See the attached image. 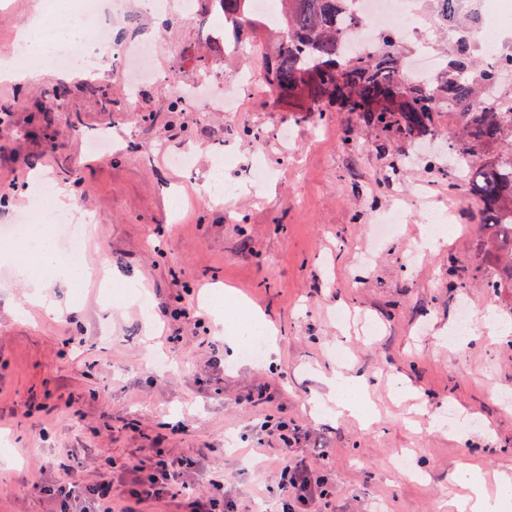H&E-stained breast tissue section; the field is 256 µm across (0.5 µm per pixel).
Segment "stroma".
<instances>
[{
  "instance_id": "stroma-1",
  "label": "stroma",
  "mask_w": 512,
  "mask_h": 512,
  "mask_svg": "<svg viewBox=\"0 0 512 512\" xmlns=\"http://www.w3.org/2000/svg\"><path fill=\"white\" fill-rule=\"evenodd\" d=\"M416 3L434 27L406 31L396 50L406 62L429 49L443 66L493 9L459 0L450 20L438 0ZM40 6L0 0V53L22 57L18 33ZM151 22L127 0L123 31L207 52L208 39L177 16ZM270 38L254 28L244 53L225 58V74L244 67L258 80L230 113L202 97L172 111L157 90L132 94L109 66L95 94L87 76L65 82L49 66L0 81L11 127L0 137V225L25 210L28 174L42 167L96 227L84 255L93 274L80 287L54 281L36 299L0 265V435L10 444L0 512H59L39 485L91 479L151 448L199 455L183 476L190 493L210 496L220 477L239 512H275L279 463L259 443L268 414L309 434L295 451L330 497L308 512H448L470 482L493 494L497 475L512 473V404L502 400L512 395V335L482 320L489 309L512 320V287L483 285L478 208L448 175L457 141L447 113L413 144L338 110L296 121L262 82ZM98 134L116 141L110 154L88 146ZM219 145L237 191L216 204L196 193ZM182 151L186 170L168 162ZM258 163L269 179L257 195ZM447 210L460 232L413 255L429 214ZM125 283L148 298L149 314ZM465 302L472 321L459 345L449 335ZM243 307L272 325L277 363L228 357L224 339L238 335ZM339 368L366 375L369 419L332 404L312 412L323 376ZM450 408L469 431L430 428Z\"/></svg>"
}]
</instances>
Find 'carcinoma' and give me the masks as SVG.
Here are the masks:
<instances>
[{
	"label": "carcinoma",
	"mask_w": 512,
	"mask_h": 512,
	"mask_svg": "<svg viewBox=\"0 0 512 512\" xmlns=\"http://www.w3.org/2000/svg\"><path fill=\"white\" fill-rule=\"evenodd\" d=\"M253 0H213L211 13L238 44L241 33L259 17ZM278 11L264 25L282 34V42L265 56L266 84L271 95L288 105L300 120L327 106H338L367 125L400 140L414 142L435 133L436 101L441 99L461 116L465 146L456 150L453 172H462L469 195L476 200L481 224L495 225L492 240L480 243L489 260L491 288L512 282V102L475 101L500 89L503 73H512V54L478 63L461 41L451 50L453 60L440 83L425 85L400 79L396 37L382 31L367 48H356L347 31L361 18L352 12V0H276ZM504 142L507 149L474 165L475 149Z\"/></svg>",
	"instance_id": "1"
}]
</instances>
